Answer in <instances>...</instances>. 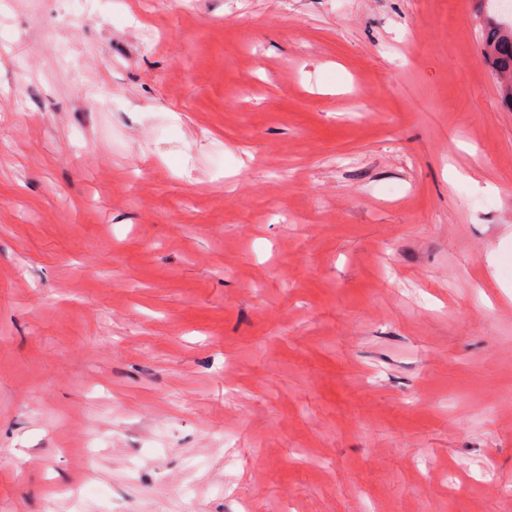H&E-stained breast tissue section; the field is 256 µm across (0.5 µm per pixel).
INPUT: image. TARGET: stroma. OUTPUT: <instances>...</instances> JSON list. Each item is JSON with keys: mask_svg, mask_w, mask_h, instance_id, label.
<instances>
[{"mask_svg": "<svg viewBox=\"0 0 512 512\" xmlns=\"http://www.w3.org/2000/svg\"><path fill=\"white\" fill-rule=\"evenodd\" d=\"M485 21L0 0V512H512Z\"/></svg>", "mask_w": 512, "mask_h": 512, "instance_id": "stroma-1", "label": "stroma"}]
</instances>
